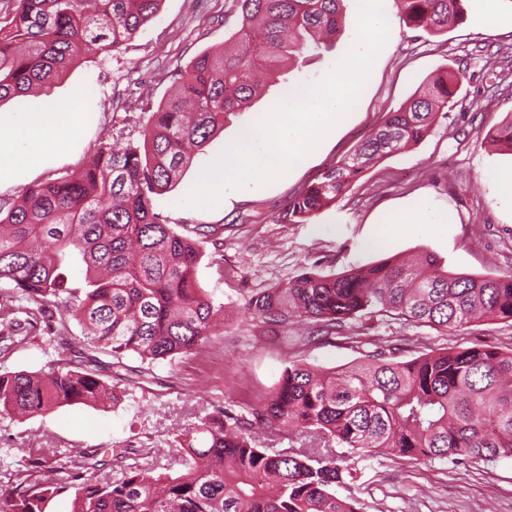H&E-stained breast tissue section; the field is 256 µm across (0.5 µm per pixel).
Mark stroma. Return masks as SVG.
Segmentation results:
<instances>
[{
  "label": "stroma",
  "mask_w": 512,
  "mask_h": 512,
  "mask_svg": "<svg viewBox=\"0 0 512 512\" xmlns=\"http://www.w3.org/2000/svg\"><path fill=\"white\" fill-rule=\"evenodd\" d=\"M384 11L389 38L359 107L285 177L261 188L228 191L223 206L210 211L180 204L239 130L265 112L269 99L286 85L319 80L346 54L358 30L353 0H343V25L319 53L305 54L285 74L268 79L264 95L228 118L177 186L153 199L155 211L178 232L215 227L222 244L204 240L196 275L200 287L224 307V332L197 354L172 363L148 364L133 355L117 362L101 355L113 382L125 390L111 410L77 404L22 422L0 417V487L14 488L18 471L32 459L58 467L81 451H107L96 472L101 481L135 461L159 472L177 470L180 427L223 407L228 396L247 408L256 405L290 360L332 369L387 346L403 359L476 343L512 347L508 323H479L454 336L375 318L309 343L306 329L294 326L287 336L274 335L245 308L249 295L306 270L337 273L392 255L430 252L458 273L512 269V197L503 196L495 181L497 173L512 170V152L487 140L489 128L512 113V88H498L495 55L499 47L512 48V0H468L465 23L439 36L408 28L395 0H384ZM239 14L237 0H164L159 16L132 41L107 54H87L50 95L29 93L1 102L4 113L55 112L77 97L81 111L94 119L69 143L1 179L0 205L18 199L26 184L78 170L115 129L140 142L146 109L173 92L180 70L196 55L223 46ZM449 65L467 70L460 102L421 143L369 168L331 209L303 223L289 219L288 209L304 186L351 153L385 112ZM420 205L447 214V223L393 233L389 218ZM59 356V348L40 333L0 346V372L37 370ZM354 468L336 493L354 499L360 512H512V458L407 463L373 454L357 459Z\"/></svg>",
  "instance_id": "35a3bbf8"
}]
</instances>
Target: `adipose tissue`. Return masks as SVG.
I'll use <instances>...</instances> for the list:
<instances>
[{
    "label": "adipose tissue",
    "instance_id": "obj_1",
    "mask_svg": "<svg viewBox=\"0 0 512 512\" xmlns=\"http://www.w3.org/2000/svg\"><path fill=\"white\" fill-rule=\"evenodd\" d=\"M91 120V113L72 109L64 112H32L11 117L0 115V124L12 125L15 129L10 143L0 145V178L12 175L20 163L38 158Z\"/></svg>",
    "mask_w": 512,
    "mask_h": 512
}]
</instances>
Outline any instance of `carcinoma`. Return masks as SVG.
Here are the masks:
<instances>
[{
  "label": "carcinoma",
  "mask_w": 512,
  "mask_h": 512,
  "mask_svg": "<svg viewBox=\"0 0 512 512\" xmlns=\"http://www.w3.org/2000/svg\"><path fill=\"white\" fill-rule=\"evenodd\" d=\"M163 0H12L0 17V101L32 89L51 91L92 51L111 52L156 19ZM237 30L215 51L180 71L174 94L149 109L143 144H101L79 171L26 185L0 206V285L18 304L0 307V341H14L17 314L58 311L81 335L49 336L70 357L38 371L0 373V415L19 419L75 404L104 410L121 392L101 374L94 351L116 359L174 362L196 354L224 328L222 307L200 288L198 236L161 222L153 197L173 188L194 155L246 111L269 77L305 51L318 50L342 24L343 0H238ZM412 29L438 35L463 24L466 0H397ZM466 71L448 67L294 198L290 216L330 208L371 164L420 143L438 116L457 104ZM488 136L512 150V117ZM86 287L72 286V254ZM252 318L288 332L303 321L312 338L336 334L365 316L460 331L485 321L512 322V270L455 273L432 255L391 256L341 273L307 270L284 286L246 299ZM236 403L181 434L182 470L147 464L100 482L98 452L69 457L53 482L39 479L40 458L0 489V512H45L74 491L72 512H357L335 487L353 476L351 461L382 453L404 461L472 463L512 458V348L432 350L409 360L379 351L365 362L326 371L290 360L274 390L251 408ZM279 433L290 446L273 448Z\"/></svg>",
  "instance_id": "cac0c4a2"
}]
</instances>
